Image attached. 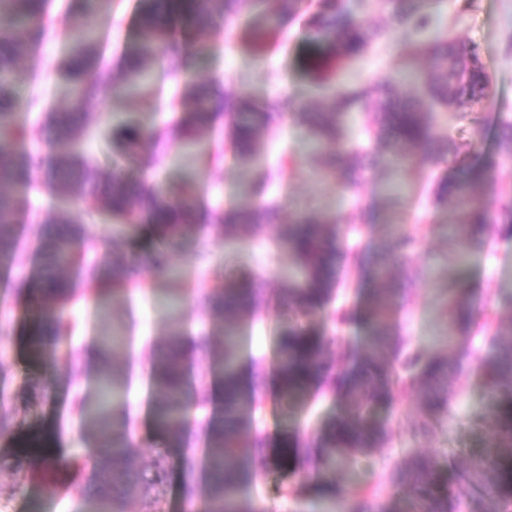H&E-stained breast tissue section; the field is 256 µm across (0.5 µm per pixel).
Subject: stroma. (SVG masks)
<instances>
[{
  "label": "stroma",
  "mask_w": 512,
  "mask_h": 512,
  "mask_svg": "<svg viewBox=\"0 0 512 512\" xmlns=\"http://www.w3.org/2000/svg\"><path fill=\"white\" fill-rule=\"evenodd\" d=\"M139 8L140 0H112L114 25L103 32L102 42L114 66L100 71V78L117 76L116 61L136 39ZM439 8L454 34L477 44L489 73L490 90L487 100L466 111L441 112L438 127L455 141L460 156L477 151L497 155V112L512 108V54L504 48L506 33L512 30V0H472L463 12L440 0ZM259 29L258 21L245 13L222 27L206 30L202 35L210 47L206 57L165 61L155 72L151 95L125 101L124 110L144 119H170L169 99L185 77L199 84L216 83L226 90L244 91L257 102L276 99L278 87L288 84L298 92L295 111L326 110L328 101L309 71L311 48L302 19L292 20L285 29L284 41L273 43L263 54L254 50ZM63 53L62 41L50 37L22 63L27 76L24 95L39 101L38 108L29 114L30 120L47 123L50 113L69 105L66 89L53 71L54 62ZM405 70L402 58L382 47L354 62L344 77L349 82L397 78ZM293 113L282 112L278 125L265 136L263 152L253 163H239L228 150L219 158L197 151L187 153L176 142L169 155L159 158L146 144L141 148L142 164L133 177L143 182L158 180L174 194L185 184H195L206 207L221 211L229 205L251 206L254 198L244 194V185L258 180L260 170L284 163L283 174L273 179L264 194L265 199L276 202L284 222L301 215L331 217L336 211L349 210L357 214L366 241L375 248L397 227L416 231L421 240L419 252L393 272L396 282L403 286L393 327L413 344L455 357V350L446 349L440 342L439 307L452 284L477 316L512 320V307L502 300L503 292L512 288V236H494L486 246L471 251L466 266H458L444 233L445 226L457 219V204L450 199L435 201L430 192L436 179L447 173V162L422 161L408 176L392 167L363 170L357 195L344 197L333 181L321 177L319 159L308 149V129ZM17 196L27 204L18 223V235L27 246L13 271L0 273V330L6 334L7 347L5 356L0 357V388L8 393L7 399L0 401V417L13 425L11 433L0 436V486L7 490L0 497V512H84V500L75 489L92 488L93 476L83 464L87 441L70 415L69 403L72 388L94 393L98 377L105 370L128 383L126 415L139 446L134 466L143 468L152 455L165 453L171 462L164 485L168 512H207L209 484L201 428L188 425L185 447L172 448L152 417L161 398L152 384L154 351L172 333L191 339L207 331L210 349L192 350L186 356V367L189 379L195 380L204 372L209 375L204 386L193 389L195 417L219 413L224 390L211 369L224 343L228 317L208 311L205 292L242 270L262 275L269 300L258 315L236 320L242 365L261 363L268 377L251 428L263 442L257 456L260 476L238 494L250 512H332L339 499L352 496L360 486L369 487L373 512H403L406 491L391 488L383 474L408 452L416 450L441 463L451 458L460 468L472 467L474 460L484 455L496 430L499 403L477 374L479 365L497 351L492 337L480 335L466 349L465 371L452 380L454 398L447 416L426 439L415 442L406 436L419 415L420 395L415 392L400 397L393 410L383 413L392 434L374 452L372 471H362L352 462L329 475L309 470L294 474L278 468V452L288 438L309 425H328L342 415L343 408L327 398L290 409L281 404L274 384L280 327L276 300L294 274L295 265L286 251L275 247L276 228L266 227L254 239L233 240L224 239L212 229L204 250L195 233L184 234L169 253L170 273L165 276L156 274L144 262L152 250L149 232L126 234L116 225L94 219L92 199L74 206L46 189L30 187L18 188ZM63 209L70 210L93 238L109 245L113 259L128 266L131 279L128 293L111 300L109 310H101L91 296L72 306L77 331L69 343L71 357L66 366L56 363L53 354L39 356L33 352L30 305L14 290L17 275L42 263L33 245L38 221L51 219ZM173 276L178 277L184 290L176 316L153 308L154 300L165 295ZM116 326L133 336L132 347L102 348L101 338ZM49 429L68 443L67 457L60 461L32 459L24 450L29 434Z\"/></svg>",
  "instance_id": "1"
}]
</instances>
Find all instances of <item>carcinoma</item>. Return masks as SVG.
<instances>
[{
  "label": "carcinoma",
  "instance_id": "cac0c4a2",
  "mask_svg": "<svg viewBox=\"0 0 512 512\" xmlns=\"http://www.w3.org/2000/svg\"><path fill=\"white\" fill-rule=\"evenodd\" d=\"M82 2L81 10L67 9L61 17L69 48L55 69L66 86L71 108L52 116L56 136L47 140L43 128L19 121L18 63L47 38L49 0H0V271L11 270L15 263L14 224L23 210L15 188L34 183L40 172L53 191L71 195L72 204L92 197L98 203L97 213L106 220L135 230H152L156 249L150 260L157 267L163 266L166 249L175 238L189 230L207 231L196 220L204 207L193 185L172 197L161 183L146 185L123 176L110 163L92 161L83 147L102 104L147 92L161 54L172 58L204 54L206 44L180 37L177 23L197 30L218 26L255 7L258 0H141L137 42L124 54L116 80L94 77L106 65L102 43L94 32L112 24L111 0ZM372 5V0H280L278 12L280 17L291 18L300 10L307 15L308 38L321 54L313 76L323 81L331 111L301 112L299 119L308 127L319 152L322 174L335 181L343 193L358 192L360 183L357 169L346 161L347 154L373 167L399 159L407 172L422 159L442 160L448 157L451 139L436 131L437 110L461 112L487 97L489 77L478 47L452 36L440 14L429 9L428 0H379V24H361L360 16ZM395 27H407L416 37L400 49L405 60L412 63L425 58L430 63L426 77L420 79V92L411 94L391 78L345 87L326 75L331 61L363 56L370 48L386 43ZM229 96L235 101L225 108L219 86L188 81L181 93V115L168 134L153 123L115 110L108 137L118 140L125 161L135 163L143 143L150 142L162 151L169 135H178L186 148L195 146L225 108L235 156L244 163L253 162L262 153V130L279 115L281 104H258L233 92ZM373 100L380 111L368 125L371 144L346 150L342 118L349 112L369 111ZM496 139L500 153L512 159L511 117L499 116ZM494 176L493 163L475 159L460 173L437 182V199L451 197L459 208L458 220L448 225L447 235L462 259L496 234L512 236V197L500 198L493 214L479 194ZM354 220L353 213L339 211L331 218L306 216L284 224L277 206L261 203L250 209L215 212L207 219L224 236L241 239L256 237L267 224L278 226L277 243L292 256L301 274L300 279H290L284 286L277 338L281 401L291 404L313 389L340 401L346 411L345 417L331 426L303 435L301 441L284 448L278 458L281 467L288 466L300 447L309 452L314 471L322 474L334 472L347 458L370 461L374 450L390 436L386 424L375 419V411L394 408L398 398L417 389L423 395V417L412 437L428 432L448 414L449 379L465 370L462 359L448 360L424 348L411 349L406 339L391 329L397 289L374 288L360 306L337 303L340 289L359 294V285L387 279L391 268L412 257L418 248L417 236L404 229L391 235L382 255L359 241L351 244L349 234L358 231L352 226ZM37 238L43 259L40 284L54 308L43 309L41 298L31 305L37 308L39 334L56 343L75 328L68 306L85 281L94 285L98 300L104 303L127 291L129 276L124 265L112 261L106 245L89 249L86 229L66 211L48 221ZM263 300L262 277L253 271L215 285L206 295L211 310L231 315L251 313ZM308 317L321 322L320 335L311 336L304 330L303 320ZM355 318L367 332L360 352L349 350L341 335L342 328ZM442 318L446 330L441 340L450 347L468 345L472 335L481 330L493 331L498 341L497 353L479 371L485 387L503 404L489 452L494 474L486 476L479 462L450 485L448 471L453 465L441 467L427 456L412 453L389 470L388 480L411 492L410 512H460L462 508L488 512L482 508L486 500L496 503L495 512H512V322L479 323L452 285L448 286ZM339 352L350 361L348 367L340 368L333 361ZM156 363L154 382L162 399L155 421L170 435L173 446L181 447L190 403L186 400L180 334L157 349ZM239 367L237 336L228 331L224 356L216 368L224 379V414L207 419L204 425L209 512H249L235 494L253 476L252 461L260 447L259 440L248 439V430L262 381L256 378L242 385ZM71 407L84 428L96 434V447L100 448L96 483L112 490L110 501L99 492L87 500L85 512H123L110 502L118 500L130 479L132 447L127 423L117 419L107 403L94 406L79 391L73 392ZM150 466L155 478L143 492L144 512H167L163 479L168 459L155 455Z\"/></svg>",
  "mask_w": 512,
  "mask_h": 512
}]
</instances>
